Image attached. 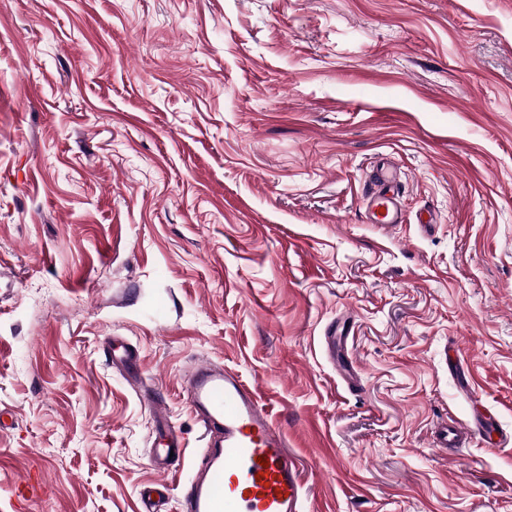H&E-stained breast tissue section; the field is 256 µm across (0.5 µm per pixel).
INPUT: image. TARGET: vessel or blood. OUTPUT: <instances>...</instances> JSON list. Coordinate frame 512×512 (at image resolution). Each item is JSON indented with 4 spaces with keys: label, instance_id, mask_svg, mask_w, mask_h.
Listing matches in <instances>:
<instances>
[{
    "label": "vessel or blood",
    "instance_id": "vessel-or-blood-1",
    "mask_svg": "<svg viewBox=\"0 0 512 512\" xmlns=\"http://www.w3.org/2000/svg\"><path fill=\"white\" fill-rule=\"evenodd\" d=\"M363 193L367 223L389 230L404 222L392 166L378 167ZM184 385L207 451L182 490L180 512H301L302 465L257 388L215 364L194 368ZM183 448L175 425H161L156 464Z\"/></svg>",
    "mask_w": 512,
    "mask_h": 512
}]
</instances>
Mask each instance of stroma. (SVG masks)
<instances>
[{"mask_svg": "<svg viewBox=\"0 0 512 512\" xmlns=\"http://www.w3.org/2000/svg\"><path fill=\"white\" fill-rule=\"evenodd\" d=\"M205 362L257 385L303 512H512V0H0V512H140L157 481L175 512ZM366 200V221L379 224L385 230H391L403 224L405 216L399 205V186L393 167L383 163L368 185L363 188ZM479 422L473 425L463 426L458 423H446L439 431L436 439L440 448H459L464 442L466 430L474 431V426L478 427ZM159 437L154 442V460L157 465H167V462L179 461L184 453L181 433L175 425L164 423L159 429ZM173 452V456H170Z\"/></svg>", "mask_w": 512, "mask_h": 512, "instance_id": "stroma-1", "label": "stroma"}]
</instances>
